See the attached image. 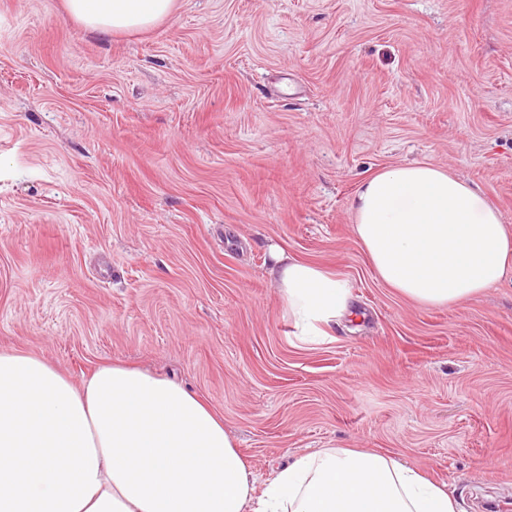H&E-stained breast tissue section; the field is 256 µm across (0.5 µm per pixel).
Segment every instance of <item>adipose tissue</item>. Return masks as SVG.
Masks as SVG:
<instances>
[{
  "instance_id": "obj_1",
  "label": "adipose tissue",
  "mask_w": 512,
  "mask_h": 512,
  "mask_svg": "<svg viewBox=\"0 0 512 512\" xmlns=\"http://www.w3.org/2000/svg\"><path fill=\"white\" fill-rule=\"evenodd\" d=\"M178 0H64L109 35L146 30ZM354 231L380 279L426 307H454L512 271V226L476 186L427 164L375 173ZM271 274L294 335H334L350 288L278 252ZM0 512H455L442 487L375 451L323 448L263 491L209 405L175 380L120 363L83 384L43 359L0 352Z\"/></svg>"
}]
</instances>
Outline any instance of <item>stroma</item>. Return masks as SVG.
<instances>
[{
	"label": "stroma",
	"mask_w": 512,
	"mask_h": 512,
	"mask_svg": "<svg viewBox=\"0 0 512 512\" xmlns=\"http://www.w3.org/2000/svg\"><path fill=\"white\" fill-rule=\"evenodd\" d=\"M408 162L512 225V0H179L109 36L0 0V350L178 380L259 491L361 448L512 512V274L422 307L354 234L361 182ZM275 249L347 280L335 338H295Z\"/></svg>",
	"instance_id": "35a3bbf8"
}]
</instances>
